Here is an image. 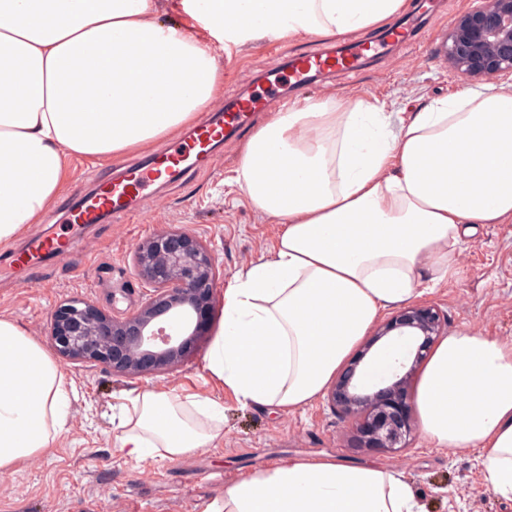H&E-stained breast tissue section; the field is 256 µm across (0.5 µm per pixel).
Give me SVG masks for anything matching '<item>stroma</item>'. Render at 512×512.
I'll return each mask as SVG.
<instances>
[{"instance_id": "35a3bbf8", "label": "stroma", "mask_w": 512, "mask_h": 512, "mask_svg": "<svg viewBox=\"0 0 512 512\" xmlns=\"http://www.w3.org/2000/svg\"><path fill=\"white\" fill-rule=\"evenodd\" d=\"M474 0H444L443 11L420 28L405 54L424 55L419 67L391 58L358 74L340 76L313 100L363 99L392 104L408 113L429 99L446 97L469 83L433 53L442 33ZM264 56L252 45L223 56L224 98L246 88L259 89ZM249 131L225 140L209 168L163 189L162 198L130 217H112L78 227L68 222L76 193L91 191L94 180L115 165L72 158L69 180L34 235H63L73 242L65 254L45 260L30 272L17 270L11 252L0 251V317L17 321L45 341L50 312L61 301L90 299L114 314L131 312L148 290L135 274L137 244L166 229L194 233L216 259L225 289L236 272L270 257L281 233L277 219L255 211L234 178ZM439 307L448 333L469 331L512 342V223L480 224L464 238L453 273L418 297ZM208 343H200L176 371L136 379L78 363L62 370L77 388L67 433L53 448L32 457L16 471L0 472V512H205L225 484L289 459L334 457L350 464L375 462L400 474L425 512H512V503L485 485L480 451L438 448L415 429L407 448L389 453L351 445L349 424L319 396L292 412L241 407L224 397V438L182 459L127 461L113 439L114 406L148 388L221 395L202 378Z\"/></svg>"}]
</instances>
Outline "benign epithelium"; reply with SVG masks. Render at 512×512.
I'll use <instances>...</instances> for the list:
<instances>
[{"label": "benign epithelium", "mask_w": 512, "mask_h": 512, "mask_svg": "<svg viewBox=\"0 0 512 512\" xmlns=\"http://www.w3.org/2000/svg\"><path fill=\"white\" fill-rule=\"evenodd\" d=\"M448 66L465 80L512 74V0H477L448 32ZM135 270L148 298L124 317L72 297L52 311L47 338L62 362L102 366L136 378L176 370L208 334L219 272L212 251L186 230L158 232L139 242ZM445 317L432 304L395 311L377 337L397 332L422 338L411 364L372 389L357 377L359 356L337 375L328 403L352 423L355 448L398 452L414 430L408 386L428 349L444 334Z\"/></svg>", "instance_id": "7a95c632"}]
</instances>
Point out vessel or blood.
<instances>
[{
    "mask_svg": "<svg viewBox=\"0 0 512 512\" xmlns=\"http://www.w3.org/2000/svg\"><path fill=\"white\" fill-rule=\"evenodd\" d=\"M389 42V36L381 34L356 46L322 49L311 55L269 64L265 73L271 89L266 98L250 95L226 104L220 122L204 121L176 147L164 150L149 160L134 163L113 177L99 180L93 192L80 195L70 212L71 223L95 224L105 213L116 217L137 213L141 206L154 202L174 178L188 174L191 163L208 157L216 140L227 133L238 134L252 114L268 111L281 83H288L295 93H306L318 76L358 73L369 62L371 53ZM67 246L63 238L50 241L33 236L28 239L18 261L25 267L35 268L49 253L66 250Z\"/></svg>",
    "mask_w": 512,
    "mask_h": 512,
    "instance_id": "b4317fda",
    "label": "vessel or blood"
}]
</instances>
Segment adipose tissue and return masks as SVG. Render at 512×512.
<instances>
[{"instance_id":"adipose-tissue-1","label":"adipose tissue","mask_w":512,"mask_h":512,"mask_svg":"<svg viewBox=\"0 0 512 512\" xmlns=\"http://www.w3.org/2000/svg\"><path fill=\"white\" fill-rule=\"evenodd\" d=\"M408 0H0V247L40 223L77 156L121 160L177 136L222 89L212 44L339 40ZM184 13L206 32L163 21ZM235 182L283 224L272 257L235 275L205 356L244 407L316 399L421 269L453 271L477 224L512 222V84L434 98L391 128L386 105L329 97L276 113L245 143ZM76 390L46 349L0 317V470L67 431ZM415 406L438 448H477L512 502V344L471 332L427 355ZM224 437V402L155 389L118 408L133 462L172 460ZM206 512H423L375 463L294 459L225 485Z\"/></svg>"}]
</instances>
